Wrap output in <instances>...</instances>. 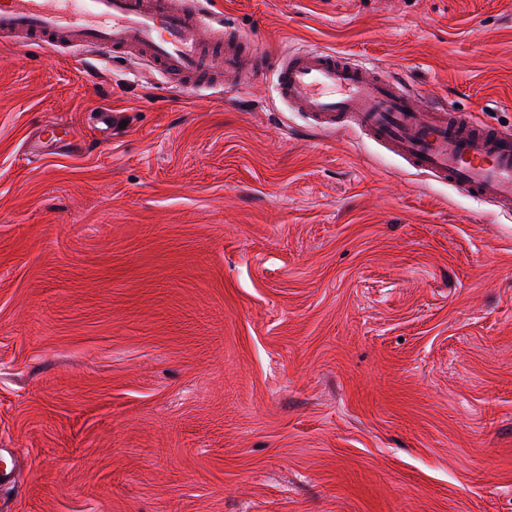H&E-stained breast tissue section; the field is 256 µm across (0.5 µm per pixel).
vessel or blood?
I'll return each mask as SVG.
<instances>
[{
    "label": "vessel or blood",
    "instance_id": "b4317fda",
    "mask_svg": "<svg viewBox=\"0 0 512 512\" xmlns=\"http://www.w3.org/2000/svg\"><path fill=\"white\" fill-rule=\"evenodd\" d=\"M0 35L53 47L137 50L166 79L237 86L260 60L201 0H0ZM277 95L326 130L355 129L411 168L512 213V130L445 105L423 106L403 78L337 52L309 49L273 69ZM42 145L72 144L46 124Z\"/></svg>",
    "mask_w": 512,
    "mask_h": 512
}]
</instances>
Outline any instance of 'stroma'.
Segmentation results:
<instances>
[{"label":"stroma","instance_id":"stroma-1","mask_svg":"<svg viewBox=\"0 0 512 512\" xmlns=\"http://www.w3.org/2000/svg\"><path fill=\"white\" fill-rule=\"evenodd\" d=\"M208 2L512 129V0ZM84 56L0 38V507L512 512V217L269 82ZM39 142L47 147L62 148L73 143V131L61 122L46 124Z\"/></svg>","mask_w":512,"mask_h":512}]
</instances>
